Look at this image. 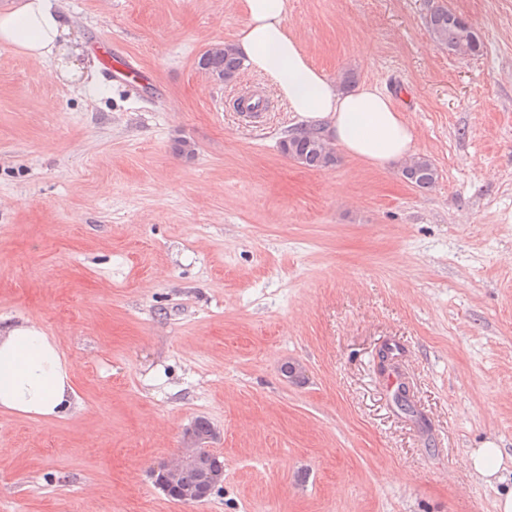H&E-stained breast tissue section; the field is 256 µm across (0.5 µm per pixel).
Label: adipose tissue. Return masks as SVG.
Masks as SVG:
<instances>
[{
  "label": "adipose tissue",
  "instance_id": "obj_1",
  "mask_svg": "<svg viewBox=\"0 0 512 512\" xmlns=\"http://www.w3.org/2000/svg\"><path fill=\"white\" fill-rule=\"evenodd\" d=\"M242 5L246 21L234 47L295 117L376 169L414 154L413 129L388 93L370 83L342 89L314 65L286 24L289 0H242ZM72 29L63 0H21L0 12L1 45L53 62L71 80L80 77L85 55ZM75 407L69 366L49 336L31 325L0 333V408L59 418Z\"/></svg>",
  "mask_w": 512,
  "mask_h": 512
}]
</instances>
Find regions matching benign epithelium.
<instances>
[{
    "label": "benign epithelium",
    "instance_id": "benign-epithelium-1",
    "mask_svg": "<svg viewBox=\"0 0 512 512\" xmlns=\"http://www.w3.org/2000/svg\"><path fill=\"white\" fill-rule=\"evenodd\" d=\"M208 442L209 438L186 430L177 457L152 469L154 484L168 497L184 503L209 497L224 481V464L212 462Z\"/></svg>",
    "mask_w": 512,
    "mask_h": 512
}]
</instances>
